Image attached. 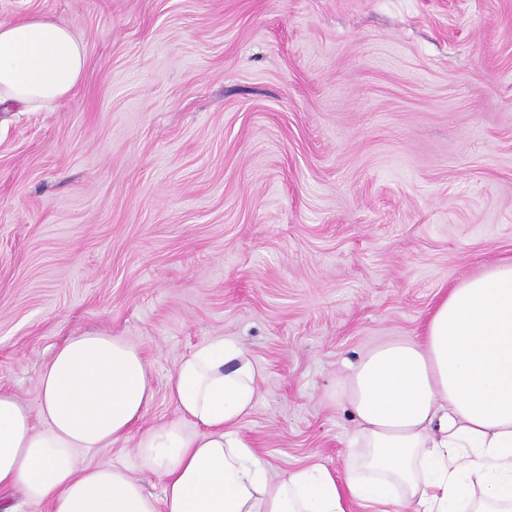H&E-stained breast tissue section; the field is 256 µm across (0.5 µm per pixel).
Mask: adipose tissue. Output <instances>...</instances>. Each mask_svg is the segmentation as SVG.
<instances>
[{"label": "adipose tissue", "mask_w": 512, "mask_h": 512, "mask_svg": "<svg viewBox=\"0 0 512 512\" xmlns=\"http://www.w3.org/2000/svg\"><path fill=\"white\" fill-rule=\"evenodd\" d=\"M85 62L63 22L0 23V107L59 105ZM262 380L239 342H203L168 379L177 418L143 429L154 387L140 351L70 336L39 376L37 413L0 391V490L48 512H512V258L455 281L419 341L355 363L342 384L358 418L344 479L321 465L270 478L240 434ZM129 440L161 496L125 466L79 460Z\"/></svg>", "instance_id": "ef3b65f1"}]
</instances>
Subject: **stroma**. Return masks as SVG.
<instances>
[{
	"instance_id": "obj_1",
	"label": "stroma",
	"mask_w": 512,
	"mask_h": 512,
	"mask_svg": "<svg viewBox=\"0 0 512 512\" xmlns=\"http://www.w3.org/2000/svg\"><path fill=\"white\" fill-rule=\"evenodd\" d=\"M68 24L60 106L0 112V390L76 332L168 378L230 338L264 380L241 434L271 478L344 474L347 367L416 340L460 277L512 256V0H0ZM85 464L159 478L132 444Z\"/></svg>"
}]
</instances>
